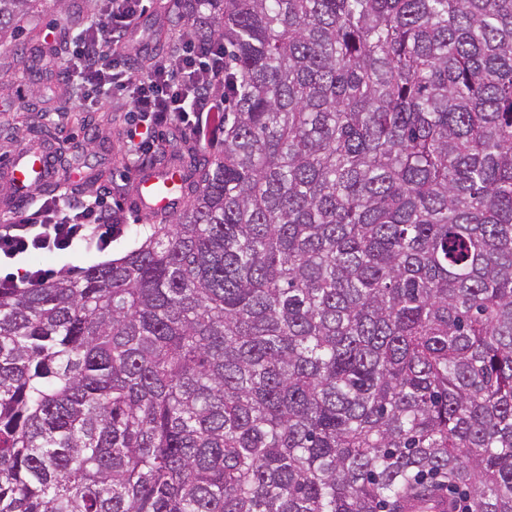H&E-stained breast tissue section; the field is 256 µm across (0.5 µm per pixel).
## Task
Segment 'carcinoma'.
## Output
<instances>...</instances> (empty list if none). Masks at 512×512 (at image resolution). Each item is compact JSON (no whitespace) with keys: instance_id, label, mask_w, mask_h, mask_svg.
<instances>
[{"instance_id":"obj_1","label":"carcinoma","mask_w":512,"mask_h":512,"mask_svg":"<svg viewBox=\"0 0 512 512\" xmlns=\"http://www.w3.org/2000/svg\"><path fill=\"white\" fill-rule=\"evenodd\" d=\"M168 19L227 111L122 257L0 288V512H512V0Z\"/></svg>"}]
</instances>
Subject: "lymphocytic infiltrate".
I'll use <instances>...</instances> for the list:
<instances>
[{
  "mask_svg": "<svg viewBox=\"0 0 512 512\" xmlns=\"http://www.w3.org/2000/svg\"><path fill=\"white\" fill-rule=\"evenodd\" d=\"M145 13L144 0H111L108 11L76 35L68 70L71 80L86 89L80 109L101 105L116 90L127 97L134 114L126 140L129 158L154 151L157 125L199 134L224 111L223 43H214L203 58L179 31L175 51H152L149 66L134 64L136 22ZM122 224V217L97 198L75 205L62 195L39 197L32 213L0 223V264L43 251L101 254L122 235Z\"/></svg>",
  "mask_w": 512,
  "mask_h": 512,
  "instance_id": "obj_1",
  "label": "lymphocytic infiltrate"
}]
</instances>
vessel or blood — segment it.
<instances>
[{
    "mask_svg": "<svg viewBox=\"0 0 512 512\" xmlns=\"http://www.w3.org/2000/svg\"><path fill=\"white\" fill-rule=\"evenodd\" d=\"M184 166L177 162L156 169H139L130 179L129 206L143 218L161 217L176 208L180 194L170 192L173 184H183ZM4 177L15 189L17 200L31 202L36 183L59 181L52 153L46 148L23 147L16 150L10 160L0 167Z\"/></svg>",
    "mask_w": 512,
    "mask_h": 512,
    "instance_id": "obj_1",
    "label": "vessel or blood"
}]
</instances>
